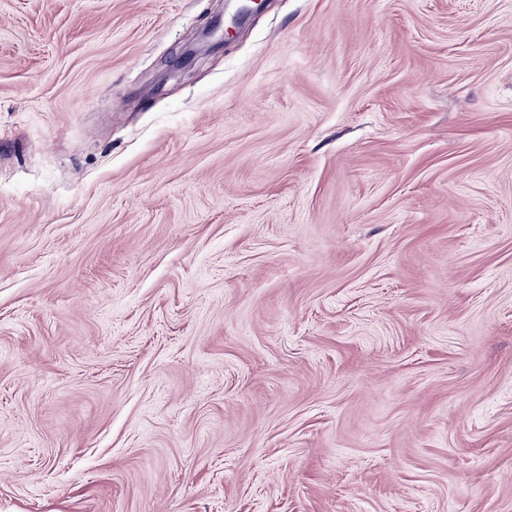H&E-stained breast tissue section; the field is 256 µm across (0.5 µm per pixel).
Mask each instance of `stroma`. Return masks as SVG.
Returning a JSON list of instances; mask_svg holds the SVG:
<instances>
[{
	"label": "stroma",
	"instance_id": "1",
	"mask_svg": "<svg viewBox=\"0 0 512 512\" xmlns=\"http://www.w3.org/2000/svg\"><path fill=\"white\" fill-rule=\"evenodd\" d=\"M0 0V512H512V0Z\"/></svg>",
	"mask_w": 512,
	"mask_h": 512
}]
</instances>
